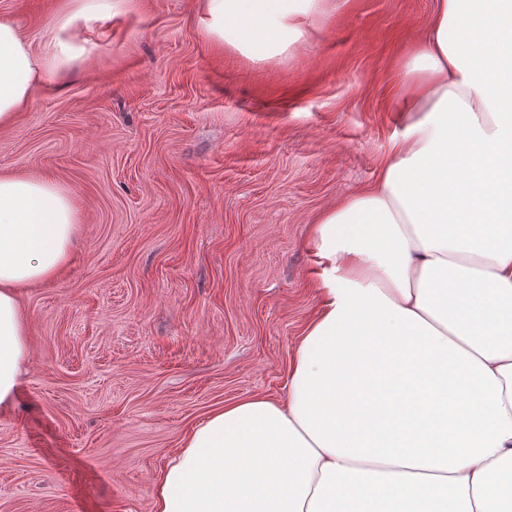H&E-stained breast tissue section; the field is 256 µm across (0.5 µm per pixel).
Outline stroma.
I'll return each instance as SVG.
<instances>
[{"mask_svg":"<svg viewBox=\"0 0 512 512\" xmlns=\"http://www.w3.org/2000/svg\"><path fill=\"white\" fill-rule=\"evenodd\" d=\"M202 0H115L0 129V172L47 177L79 224L22 288L28 363L0 413V512H152L156 473L224 403L282 398L319 308L316 217L375 178L403 131L398 74L435 0H338L253 62ZM75 0H0L43 53Z\"/></svg>","mask_w":512,"mask_h":512,"instance_id":"35a3bbf8","label":"stroma"}]
</instances>
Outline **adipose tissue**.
<instances>
[{"label":"adipose tissue","instance_id":"obj_1","mask_svg":"<svg viewBox=\"0 0 512 512\" xmlns=\"http://www.w3.org/2000/svg\"><path fill=\"white\" fill-rule=\"evenodd\" d=\"M400 72L407 112L375 181L313 226L320 309L288 393L225 403L184 436L153 512H512V0H436ZM336 0H204V31L266 61ZM112 0L58 14L44 54L0 19V127ZM75 211L0 173V410L27 361L19 288L67 263Z\"/></svg>","mask_w":512,"mask_h":512}]
</instances>
